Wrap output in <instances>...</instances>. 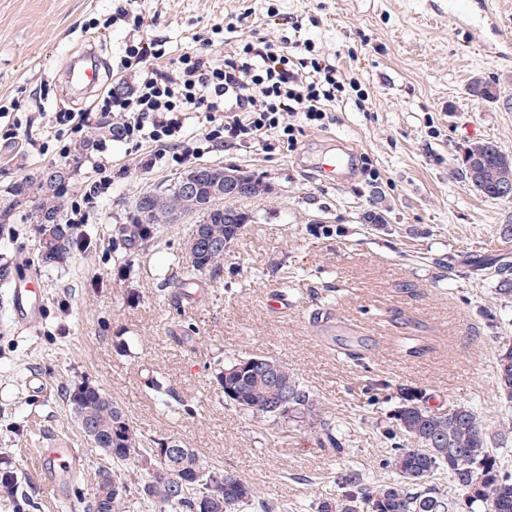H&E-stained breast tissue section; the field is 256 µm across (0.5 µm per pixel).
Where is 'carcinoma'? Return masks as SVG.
I'll return each instance as SVG.
<instances>
[{
    "label": "carcinoma",
    "instance_id": "obj_1",
    "mask_svg": "<svg viewBox=\"0 0 512 512\" xmlns=\"http://www.w3.org/2000/svg\"><path fill=\"white\" fill-rule=\"evenodd\" d=\"M478 99L496 104L501 101L498 85L482 80ZM112 121L105 118L78 144L75 152L84 154L100 137H113ZM492 142L471 145L462 161L459 175L485 197L491 185L479 176L483 165L495 158ZM72 164L51 163L12 183L0 195V224H8L17 212L33 208L36 250L42 266L62 267L76 255L86 253L90 243L79 224L67 223L64 196L71 178ZM196 178V187L186 193L179 187L185 178ZM224 179V169L194 167L164 192H148L137 199L128 223L118 224L112 234V250L129 261L154 238L160 224H170L183 214L197 215L190 239H201L202 246L184 250L185 280L188 288L204 277H216L224 265V237L240 235L235 224L224 223V204L207 210L201 201L211 197L215 181ZM145 210L154 224L136 223V213ZM482 270L498 280V295L512 298V265L487 263ZM253 356L236 358L217 369L215 379L224 398L256 418L274 421L288 418L302 423L316 435L320 447L331 455L344 451L340 429L324 417L314 395L299 381L292 369L264 356L278 371L269 378L261 368H247ZM496 377L503 398L512 403V345L499 346ZM68 402L79 426L91 425L96 431L95 447L112 459V497L103 503L91 496L86 512H128L129 504L158 512H202L201 504L211 503V512H279L276 502L260 497L239 476L204 464L191 448L167 437L142 440L124 409L97 386L82 384L69 391ZM397 429L402 440L390 449L389 464L397 470L395 483L370 487L360 477L344 478L348 490L336 501L318 503L316 512H457L456 499L439 494L431 479L448 471L451 486L467 503L469 512L483 506L489 512H512V468L505 467L492 451L496 436L489 432L480 415L457 405L435 411L423 405V397L407 392L397 411ZM174 449L168 453L166 449ZM131 462L144 466L137 482L135 500H130L128 475L123 467Z\"/></svg>",
    "mask_w": 512,
    "mask_h": 512
}]
</instances>
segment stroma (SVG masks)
<instances>
[{
    "mask_svg": "<svg viewBox=\"0 0 512 512\" xmlns=\"http://www.w3.org/2000/svg\"><path fill=\"white\" fill-rule=\"evenodd\" d=\"M121 8L153 19L142 38L163 43L167 61L200 51L215 65L245 43H281L282 19H297L301 39L338 62L369 101L362 109L346 99L332 123L303 128L292 147L274 136L204 156L271 192L233 200L253 220L225 249L219 276L189 289L181 256L195 215L161 225L126 266L112 250L113 227L138 196L185 171L169 158L139 167L147 146L110 141L76 164L66 202L78 200L95 161H108L112 186L84 226L93 251L67 266L43 267L31 221L16 216L11 235L0 236V276L34 278L44 320L37 332L16 330L0 286V463L18 474L0 512H71L75 498L58 500L40 477L34 451L46 438L83 450L81 495L109 467L65 400L85 382L116 401L144 438L182 441L286 512L337 499L345 473L370 486L396 481L390 437L411 390L432 409L469 406L503 429L494 450L512 466V404L495 378L497 346L512 339V303L474 268L512 263L504 233L512 200L487 198L457 174L474 142L512 152V110L466 93L478 73L512 96V49L501 51L491 34L476 37L448 0H0V105L34 113L35 138L54 126L55 112L93 105L55 81L71 56L96 46L104 87L126 81L115 66L131 31L111 21ZM339 149L352 166L332 181L319 165ZM58 159L52 149L24 158L17 145L0 144V191ZM367 163L376 177L364 173ZM369 212L383 223L365 222ZM275 293L287 296V309L269 307ZM253 354L287 364L319 398L343 430L344 457L325 455L294 423L272 426L225 401L218 364ZM151 376L170 388L169 399L148 388Z\"/></svg>",
    "mask_w": 512,
    "mask_h": 512,
    "instance_id": "obj_1",
    "label": "stroma"
}]
</instances>
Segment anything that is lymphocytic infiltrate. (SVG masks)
Wrapping results in <instances>:
<instances>
[{
	"mask_svg": "<svg viewBox=\"0 0 512 512\" xmlns=\"http://www.w3.org/2000/svg\"><path fill=\"white\" fill-rule=\"evenodd\" d=\"M115 18L136 34L120 61L131 82L125 92L100 99L97 112L119 115L121 140L152 143L155 161L195 162L207 142L260 145L272 134L293 140L297 122L324 126L347 91L357 87L335 62L314 55L309 44L295 54L264 41L249 42L220 66L204 54L186 53L174 68L162 70L157 65L162 51L147 50L140 37L148 19L123 10ZM199 112L211 126L202 143L187 134Z\"/></svg>",
	"mask_w": 512,
	"mask_h": 512,
	"instance_id": "f902f5d3",
	"label": "lymphocytic infiltrate"
}]
</instances>
